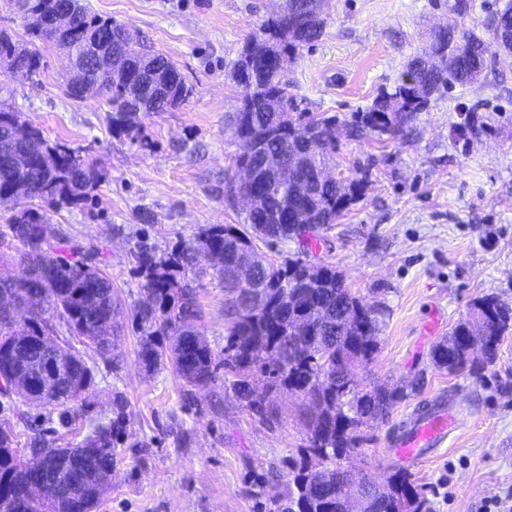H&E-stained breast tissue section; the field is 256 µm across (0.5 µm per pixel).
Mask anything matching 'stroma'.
<instances>
[{
	"label": "stroma",
	"instance_id": "1",
	"mask_svg": "<svg viewBox=\"0 0 512 512\" xmlns=\"http://www.w3.org/2000/svg\"><path fill=\"white\" fill-rule=\"evenodd\" d=\"M83 3L174 61L188 99L142 116L134 136L115 134L100 100L66 95V61L50 46L35 81L10 82L0 102L49 142L96 163L102 179L92 200L51 213L50 222L61 237L104 257L129 313L144 297L137 250L161 260L210 225L243 220L242 207L224 199L236 172V148L224 131L236 105L230 69L282 0ZM503 3L326 0L322 36L283 70L296 111L336 119L332 173L367 175L318 259L384 313L378 350L356 371L360 387L404 393L386 418L363 428L362 445L343 464L381 484L406 473L430 512H512V331L480 376L451 375L430 360L474 300L493 296L512 306V57L491 48L496 63L484 80L433 97L400 140L351 137L349 122L393 86L408 58L427 49L435 26L484 31ZM224 299L223 283L205 276L195 323L218 354L227 334ZM140 336L125 318L117 361L96 362V385L62 432L70 446L82 444L111 419L113 395L125 397L128 438L96 512H270L307 444L300 398L271 393L270 419L261 421L223 381L189 387L170 369L147 371ZM433 403L455 414L454 429L433 457L401 463L394 437L410 414Z\"/></svg>",
	"mask_w": 512,
	"mask_h": 512
}]
</instances>
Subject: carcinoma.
Masks as SVG:
<instances>
[{
    "instance_id": "1",
    "label": "carcinoma",
    "mask_w": 512,
    "mask_h": 512,
    "mask_svg": "<svg viewBox=\"0 0 512 512\" xmlns=\"http://www.w3.org/2000/svg\"><path fill=\"white\" fill-rule=\"evenodd\" d=\"M286 15L267 19L260 34L278 54L293 56L304 45L316 41L324 20L312 17L311 0H290ZM25 30V52L17 53L14 38L0 31V55H18L19 71L14 81H32L40 74V46L58 40L48 27L29 22L30 15H47L51 0H15ZM492 37L504 55H512V0L496 11L490 21ZM121 24L91 13L75 4L73 25L65 38L76 48L91 31L120 35ZM494 60L485 51L484 38L469 31L435 32L430 51L408 59L391 90L379 94L364 111L354 115L350 134L401 137L431 98L452 86L476 82ZM128 72L99 77L97 97L111 112L112 131L134 132L142 112H166L183 103L189 88L179 69L168 70L177 80L174 99L150 106L136 96L131 80L138 76L134 60ZM253 82L236 85V112L229 116L238 152L235 161L249 159L260 173L259 181L241 193H252L263 203L245 211L241 230L215 224L194 243L174 248L162 261L140 250L135 259L145 276V300L135 312L144 330L140 357L150 371L172 367L188 386L215 380L219 369L232 375L237 398L261 419L267 418V395L251 391V375L259 371L269 378L268 391L286 389L302 397L307 427L308 458L292 465L287 491L274 502L271 512H345L344 502L354 496L369 500L368 512H426L422 499L407 475L390 477L384 491L375 494L336 473V459L357 448L360 428L384 418L400 398L396 390L377 386L366 392L357 385L336 383V374L351 373L372 360L377 351L382 312L364 306L347 287L336 266L322 263L310 270L307 261L290 258L283 266L257 262L250 282L242 284L237 266L240 244L255 247V241L295 243L297 251L321 242L342 212L357 201L363 179L342 178L313 189L311 175L318 164H329L336 155V117L289 112L290 85L269 64L257 65ZM264 139L265 151L283 156L288 175L271 171L257 155H248V136ZM100 173L93 160L62 144L51 145L39 128L20 112H0V195L14 196L17 209L8 220L12 237L24 250L19 261L27 276L8 285L0 282V295L15 296L18 308L14 322L23 327L27 339L12 338L11 327L0 323V373L11 369L38 380L36 371L45 354L43 323L66 328L69 336L108 362L112 338L119 330V308L112 281L100 261L65 245L49 223L47 212L77 205L95 191ZM312 215L315 224H276L269 214L281 204ZM212 269L224 283L228 321L224 358L217 359L205 336L192 326L197 287L182 275ZM512 329V308L487 296L469 305L464 319L448 338L433 350L432 361L450 374L463 371L477 375L498 359V346ZM57 368L66 375L67 387L46 393L37 385L18 394L0 384V394L14 403L27 418L33 410L59 411V424L71 421V404L85 398L95 385L94 370L83 355L65 348ZM127 403L117 395L112 401V422L97 426L84 439L83 448H60L47 435L29 429L31 454L48 458V475L39 474L17 456V436L0 429V512H80L96 509L112 484L119 445L123 443ZM98 448L96 454L84 449ZM47 480V494L28 498L24 490L40 478Z\"/></svg>"
}]
</instances>
